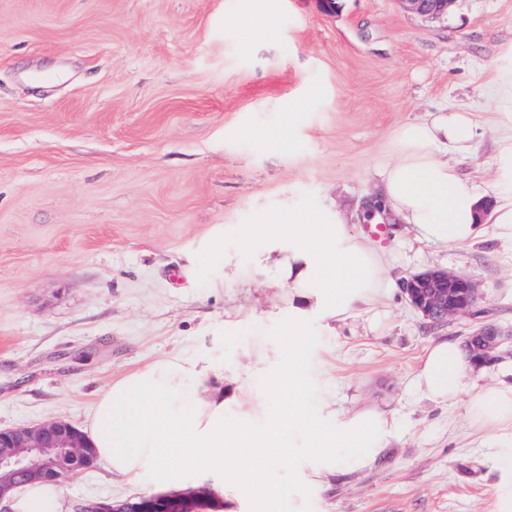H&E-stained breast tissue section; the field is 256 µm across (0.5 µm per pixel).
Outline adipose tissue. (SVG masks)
I'll return each instance as SVG.
<instances>
[{
	"mask_svg": "<svg viewBox=\"0 0 512 512\" xmlns=\"http://www.w3.org/2000/svg\"><path fill=\"white\" fill-rule=\"evenodd\" d=\"M478 121L465 110L433 112L399 126L391 155L377 172L376 218L410 225L429 244L464 245L483 233L481 191L458 161L475 148ZM272 236L287 235V256L274 258L295 297L339 321L365 315L370 328L385 319L381 305L396 281L385 256L357 238L341 213L331 211L288 227L271 223ZM474 364L457 341L433 339L416 369L413 385L425 398L445 403L462 392ZM214 367L193 354L153 364L109 387L97 399L86 430L107 473L149 475L153 484L176 489L186 471H201L216 494L225 486L254 482L259 464L292 458L293 437L305 431L303 466L310 480L326 484L343 471L365 469L385 452L396 430L392 415L374 406L339 413L313 410L303 357L271 377V391L287 409L268 427H224V399L210 382ZM472 426L499 431L501 470L512 472V383L471 392ZM241 449L236 460L227 451ZM12 512H65L59 485L35 481L12 496Z\"/></svg>",
	"mask_w": 512,
	"mask_h": 512,
	"instance_id": "ef3b65f1",
	"label": "adipose tissue"
}]
</instances>
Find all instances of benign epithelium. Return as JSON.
<instances>
[{"label":"benign epithelium","instance_id":"obj_1","mask_svg":"<svg viewBox=\"0 0 512 512\" xmlns=\"http://www.w3.org/2000/svg\"><path fill=\"white\" fill-rule=\"evenodd\" d=\"M412 13L436 19L448 15L454 0H402ZM406 300L431 324L444 326L476 312L482 297L470 278L446 270L415 274L402 283ZM508 337L493 325L474 330L465 340L476 364L488 366L506 353ZM94 448L79 429L62 420L33 427L0 428V503L14 489L44 480L58 482L94 464ZM224 508L204 488L144 495L105 503L92 501L79 512H219Z\"/></svg>","mask_w":512,"mask_h":512}]
</instances>
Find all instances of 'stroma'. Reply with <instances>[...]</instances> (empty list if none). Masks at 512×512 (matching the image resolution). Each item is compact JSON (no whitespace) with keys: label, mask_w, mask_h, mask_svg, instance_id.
I'll return each mask as SVG.
<instances>
[{"label":"stroma","mask_w":512,"mask_h":512,"mask_svg":"<svg viewBox=\"0 0 512 512\" xmlns=\"http://www.w3.org/2000/svg\"><path fill=\"white\" fill-rule=\"evenodd\" d=\"M0 0V427L83 428L103 390L190 351L224 375V424L264 429L284 400L250 353L303 345L312 405H374L396 436L374 465L309 484L263 467L271 512H498L497 440L465 398L436 404L411 380L431 338L481 322L512 330V236L438 248L387 227L401 280L471 278L481 317L434 326L401 290L382 329L313 313L292 340L287 254L269 222L340 210L363 235L396 129L431 112H477L460 170L498 205L507 128L485 104L512 50V0H455L430 20L401 0ZM268 36H261L263 28ZM265 410L244 417L241 402ZM68 506L155 490L102 464L60 483Z\"/></svg>","instance_id":"1"}]
</instances>
